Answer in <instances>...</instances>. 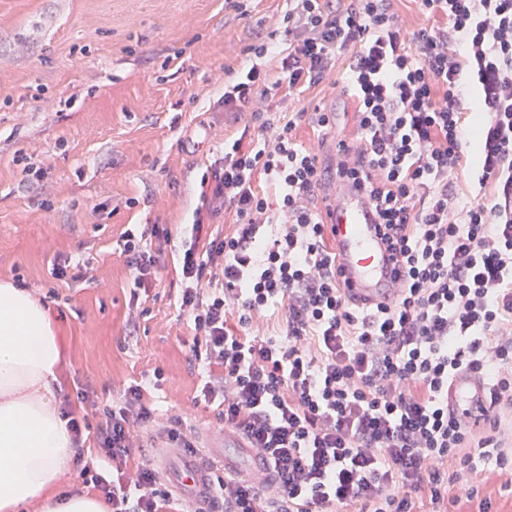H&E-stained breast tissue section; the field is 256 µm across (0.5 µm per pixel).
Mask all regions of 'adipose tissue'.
Returning <instances> with one entry per match:
<instances>
[{
  "label": "adipose tissue",
  "instance_id": "obj_1",
  "mask_svg": "<svg viewBox=\"0 0 512 512\" xmlns=\"http://www.w3.org/2000/svg\"><path fill=\"white\" fill-rule=\"evenodd\" d=\"M60 343L25 289L0 283V512L39 502L42 512H107L92 496L52 500L71 436L53 399Z\"/></svg>",
  "mask_w": 512,
  "mask_h": 512
}]
</instances>
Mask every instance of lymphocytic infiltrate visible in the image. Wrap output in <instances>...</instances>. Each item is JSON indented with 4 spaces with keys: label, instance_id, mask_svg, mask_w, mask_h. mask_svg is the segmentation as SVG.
I'll list each match as a JSON object with an SVG mask.
<instances>
[{
    "label": "lymphocytic infiltrate",
    "instance_id": "obj_1",
    "mask_svg": "<svg viewBox=\"0 0 512 512\" xmlns=\"http://www.w3.org/2000/svg\"><path fill=\"white\" fill-rule=\"evenodd\" d=\"M289 2L224 88L225 111L248 114L257 138L228 141L202 173L179 257L188 363L261 464L215 475L210 512H492L484 488L512 486V0H415L427 23L408 35L396 0ZM342 57L356 136L328 165L297 129L325 133L335 113L279 117L270 102L320 86ZM467 157L477 184L463 202L453 176ZM331 184L363 191L401 263L391 305L342 293L319 205ZM222 212L230 231L205 233ZM170 236L156 224L122 235L127 339L164 268L149 242ZM459 370L489 386L484 423L448 408ZM143 396L139 384L104 405L62 394L82 485L112 512H200L171 503L148 453L161 435L193 447V434L155 421Z\"/></svg>",
    "mask_w": 512,
    "mask_h": 512
}]
</instances>
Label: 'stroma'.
I'll return each mask as SVG.
<instances>
[{"mask_svg":"<svg viewBox=\"0 0 512 512\" xmlns=\"http://www.w3.org/2000/svg\"><path fill=\"white\" fill-rule=\"evenodd\" d=\"M287 10L288 0H248L242 11L231 0H0V281L46 299L63 288L51 275L59 254L97 270L70 301L46 300L61 347L55 390L79 382L106 401L144 382L163 417L222 446L215 411L195 400L202 376L187 362L174 270L151 288L137 343H125L131 276L119 242L164 224L180 248L202 170L246 122L225 111L224 86L247 64L257 20ZM317 105L338 115L322 148L331 159L337 139L355 136L351 97L326 83L278 109ZM23 153L44 178L25 173Z\"/></svg>","mask_w":512,"mask_h":512,"instance_id":"1","label":"stroma"}]
</instances>
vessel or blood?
Listing matches in <instances>:
<instances>
[{
	"instance_id": "1",
	"label": "vessel or blood",
	"mask_w": 512,
	"mask_h": 512,
	"mask_svg": "<svg viewBox=\"0 0 512 512\" xmlns=\"http://www.w3.org/2000/svg\"><path fill=\"white\" fill-rule=\"evenodd\" d=\"M331 212L330 222L336 227V270L346 295L361 307L390 304L395 295L394 264L365 197L347 190L333 199ZM487 393L479 377L457 372L448 393L450 406L471 417L478 415ZM212 471L210 460L194 454L180 471L178 486L198 503H206L213 496Z\"/></svg>"
}]
</instances>
